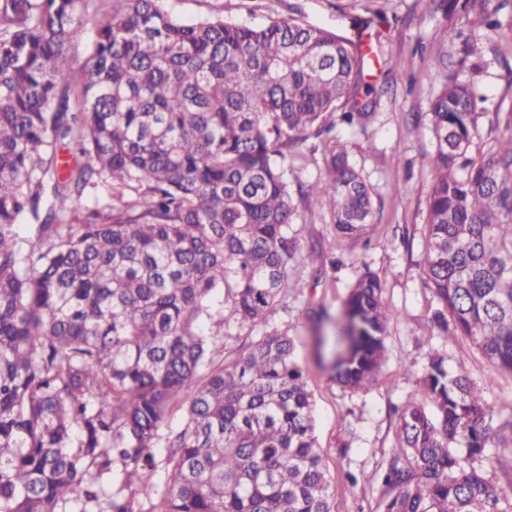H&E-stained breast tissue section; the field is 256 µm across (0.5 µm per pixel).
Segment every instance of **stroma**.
<instances>
[{"mask_svg":"<svg viewBox=\"0 0 512 512\" xmlns=\"http://www.w3.org/2000/svg\"><path fill=\"white\" fill-rule=\"evenodd\" d=\"M168 5L185 21L208 15L216 6L225 20L255 27L293 18L372 49L375 61L367 80L383 90L376 118L363 129L336 126L333 135L350 144V161L372 192L374 221L365 237L341 238L319 201L294 196L289 233L299 253L324 252L332 265L318 276L294 262L284 304L269 314L266 325L230 323L224 347L237 351L264 331L289 329L313 395L315 435L332 480L333 510L378 512L381 489L371 477L390 458L399 431L396 408L422 394L419 380L430 350H442L449 366L467 375L494 420L512 415V373L493 370L469 338L433 324L438 302L424 274L434 179L429 106L442 83L430 63L438 53H447L449 74L469 77L453 39L462 21L436 10L432 0H168ZM484 51L489 66L477 83L486 113L482 137L474 142L483 150L501 134L496 110L512 109V87L504 79L512 68V37L501 34L485 42ZM397 59L407 63L406 74L385 77L379 61ZM323 150L322 139L304 142L288 158L290 173L304 184L322 180ZM363 262L380 277L383 302L396 316L388 325L389 359L376 382L367 390L350 391L329 379L331 361L342 349L330 335ZM353 476L358 479L354 485L349 482Z\"/></svg>","mask_w":512,"mask_h":512,"instance_id":"obj_1","label":"stroma"}]
</instances>
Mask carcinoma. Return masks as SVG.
Here are the masks:
<instances>
[{
	"label": "carcinoma",
	"instance_id": "carcinoma-1",
	"mask_svg": "<svg viewBox=\"0 0 512 512\" xmlns=\"http://www.w3.org/2000/svg\"><path fill=\"white\" fill-rule=\"evenodd\" d=\"M93 0H0V512H332L295 338L274 330L224 355V304L255 326L290 288L297 242L283 161L336 124L366 127L379 93L361 44L294 20L221 10L184 21L166 0H110L76 86L71 52ZM462 62L512 0H439ZM485 98L445 80L430 108L435 172L424 272L434 319L512 373L511 131L485 153ZM75 144L85 163L60 165ZM315 197L342 236L373 218L346 144H325ZM110 202L78 216L100 185ZM36 224L22 239L17 227ZM366 268L349 289L331 379L376 381L391 312ZM376 475L380 512H512V419L494 427L468 377L433 354ZM185 423L153 449L168 414ZM167 479L153 482L158 464ZM156 497L149 510L141 497Z\"/></svg>",
	"mask_w": 512,
	"mask_h": 512
}]
</instances>
